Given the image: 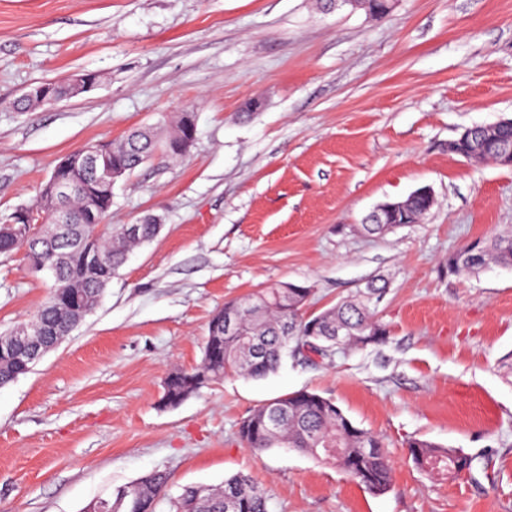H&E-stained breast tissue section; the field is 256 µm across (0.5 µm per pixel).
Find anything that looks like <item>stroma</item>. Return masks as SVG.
<instances>
[{
    "mask_svg": "<svg viewBox=\"0 0 512 512\" xmlns=\"http://www.w3.org/2000/svg\"><path fill=\"white\" fill-rule=\"evenodd\" d=\"M93 72L89 91L20 112L30 85ZM258 100L256 110L243 106ZM195 116L184 157L156 154L112 187V226L158 220L85 320L0 388V512H80L153 471L170 494L242 474L271 512H512V269L441 274L469 242L512 233V169L450 153L512 118V0H397L382 20L317 0H0V223L57 160L130 128ZM430 186L419 224L359 232L377 204ZM381 278L384 343L330 362L283 359L176 407L169 373L200 365L229 301L278 282L316 308ZM53 281L0 255V331ZM310 389L379 436L393 481L241 445V420ZM412 438L472 456L461 477L408 459Z\"/></svg>",
    "mask_w": 512,
    "mask_h": 512,
    "instance_id": "stroma-1",
    "label": "stroma"
}]
</instances>
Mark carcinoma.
I'll return each mask as SVG.
<instances>
[{"label": "carcinoma", "instance_id": "1", "mask_svg": "<svg viewBox=\"0 0 512 512\" xmlns=\"http://www.w3.org/2000/svg\"><path fill=\"white\" fill-rule=\"evenodd\" d=\"M124 143V150L113 153V158L124 164L128 174L157 153L169 154L167 140L149 131L133 130ZM457 153L480 156L501 165L498 146L485 140L478 128L466 143L459 145ZM433 206L434 202L425 195L409 199V212L415 219ZM111 208L112 196L106 193L98 195L90 206L81 197H73L74 227L81 228L90 218L95 219V226L102 225ZM401 223L399 217L387 224H363L361 228L368 236H381ZM89 247L102 256L104 269L90 274L85 250H71L49 297L35 311V316L47 321L60 336L70 333V307L65 302L70 283L85 282L84 292L92 299H101L104 290L97 287L99 280L117 272L134 243L118 228L100 232ZM63 248V241H46L38 235L27 240L0 237L1 254L26 249L50 264L54 263L56 252ZM489 261L512 267V235L471 242L448 258L446 270L454 275H470ZM385 293L386 285L380 286L374 279L366 282L365 287L323 311L313 336L309 325L314 317L308 314L312 298L293 309L290 291L280 283L261 288L242 300L228 302L227 308L240 306L249 310L241 316V331H227L224 310L216 312L205 344L209 356L197 368L169 375L164 382L161 403L176 407L204 384L227 375L264 378L279 368L292 347L299 349L312 342L320 343L322 359L331 361L354 347L383 343L388 330L377 316L376 306ZM31 368L30 364L19 365L0 356V385L10 384L15 375H25ZM238 437L254 451L286 446L318 459L320 448L331 440L344 449L339 459L331 461L332 465L344 469L353 481L374 494H382L391 486L393 468L382 439L356 426L333 400L314 390L291 392L285 400L276 398L258 407L240 422ZM406 447L414 464L431 473L458 475L472 467L473 458L453 448L416 438L408 440ZM167 485V475L155 471L147 481L137 479L104 498L99 512H161L163 506L166 512H270L268 491L241 475L230 476L222 486L209 490L187 486L175 497L168 495Z\"/></svg>", "mask_w": 512, "mask_h": 512}]
</instances>
